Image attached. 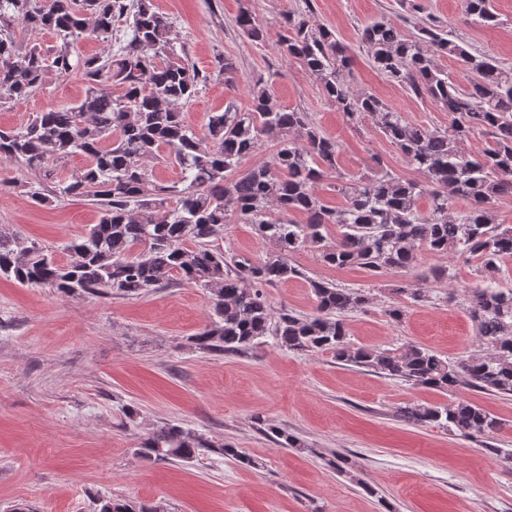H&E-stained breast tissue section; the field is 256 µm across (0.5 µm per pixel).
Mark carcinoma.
<instances>
[{
  "label": "carcinoma",
  "instance_id": "cac0c4a2",
  "mask_svg": "<svg viewBox=\"0 0 512 512\" xmlns=\"http://www.w3.org/2000/svg\"><path fill=\"white\" fill-rule=\"evenodd\" d=\"M127 16L123 43L106 56H85L77 43L93 37L112 41L117 19ZM465 26L498 23L491 0H463ZM237 26L255 41L264 28L255 14L242 11ZM278 43L282 56L295 60L320 84L325 97L353 124L369 117L424 181L391 171L346 181L337 166L339 143L321 131L310 113L278 104L269 79L248 85L249 107L234 104L209 115L199 135L184 118L183 106L209 75L180 61L172 22L154 0H0V104L19 101L42 88L49 71L79 72L87 88L78 102L37 112L16 129H0V160L34 172L23 182L37 205L68 197L85 198L99 208V221L65 245L70 262L60 264L42 244L0 229V276L22 286L48 287L74 298L132 296L176 281L203 289L211 302L204 328L189 338L198 350L238 355L270 336L293 353L331 352L351 367L415 386L454 392L462 385L512 397V288L497 278L512 260V226L496 223L493 206L512 196V68L468 50L436 17L412 36L382 16L366 25L360 43L374 68L408 93L426 96L448 112V127L430 129L411 122L381 99L345 80L349 48L336 32L312 22L307 11L285 20ZM54 34L60 44L50 55L23 33ZM467 63V85L448 78L438 59ZM218 73L233 83L232 59L215 58ZM121 94L112 91V85ZM479 130L489 139L479 154L464 149ZM277 145L270 165L241 168L264 141ZM81 154L82 169L61 179L58 168ZM152 162L171 164L179 178L154 181ZM336 176L340 209L326 206L317 192ZM428 196L427 210L419 201ZM467 201L463 212L453 208ZM293 212L305 221L288 218ZM255 226L274 251L253 263L216 245L231 217ZM336 226V237H328ZM312 248L331 267H360L379 276L409 272L426 251L460 254L476 263L481 283L466 291L463 309L474 324L482 354L455 361L431 349L404 344L392 349L356 347L348 341L346 315L366 312L371 292L338 288L290 262V254ZM449 265L435 266L406 280L396 293L415 301L424 285L451 282ZM308 283L313 311L286 308L273 316L265 289L288 280ZM399 417L417 426L446 427L477 439L497 430V419L482 406L457 400L439 406L410 404ZM264 432L282 448H299V438L280 427ZM136 454L149 462H194L216 455L251 463L229 443L211 441L179 424L164 423L141 437ZM96 512H159L97 496Z\"/></svg>",
  "mask_w": 512,
  "mask_h": 512
}]
</instances>
